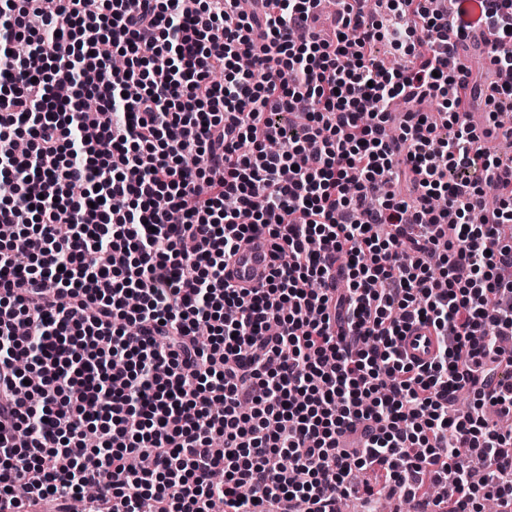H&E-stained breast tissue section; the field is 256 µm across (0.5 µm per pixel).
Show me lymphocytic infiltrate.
<instances>
[{
    "mask_svg": "<svg viewBox=\"0 0 512 512\" xmlns=\"http://www.w3.org/2000/svg\"><path fill=\"white\" fill-rule=\"evenodd\" d=\"M249 2L5 0L0 40L27 51L0 57V512L89 485L111 512H336L446 482L448 512L512 502V433L484 413L512 417V161L469 121L484 101L512 138V0L475 21L341 0L327 30L323 0ZM483 25L485 86L463 61ZM256 234L271 273L234 287ZM417 325L439 338L422 365L399 348Z\"/></svg>",
    "mask_w": 512,
    "mask_h": 512,
    "instance_id": "lymphocytic-infiltrate-1",
    "label": "lymphocytic infiltrate"
}]
</instances>
